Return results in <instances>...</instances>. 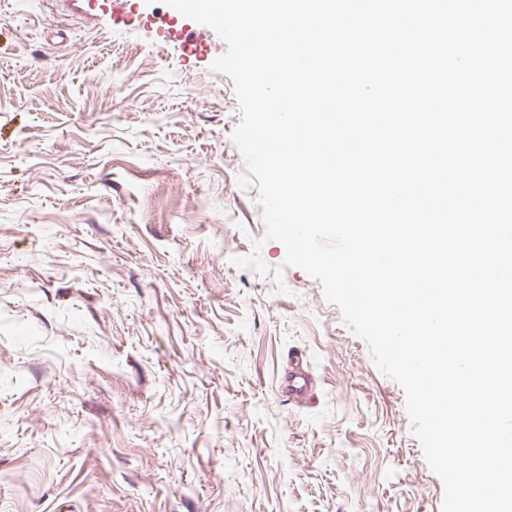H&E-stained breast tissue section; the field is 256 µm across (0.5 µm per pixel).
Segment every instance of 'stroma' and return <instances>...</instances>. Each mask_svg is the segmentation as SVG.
<instances>
[{
    "instance_id": "obj_1",
    "label": "stroma",
    "mask_w": 512,
    "mask_h": 512,
    "mask_svg": "<svg viewBox=\"0 0 512 512\" xmlns=\"http://www.w3.org/2000/svg\"><path fill=\"white\" fill-rule=\"evenodd\" d=\"M0 0V512H441L404 389L272 276L225 42ZM313 376L291 401L293 353Z\"/></svg>"
}]
</instances>
